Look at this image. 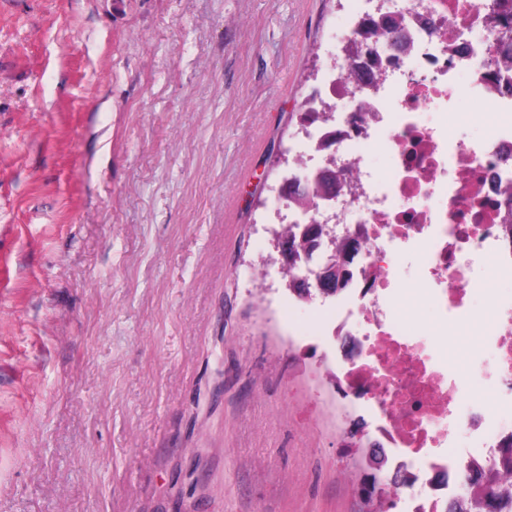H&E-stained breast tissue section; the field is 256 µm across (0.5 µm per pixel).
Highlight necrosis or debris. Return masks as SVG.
<instances>
[{
  "label": "necrosis or debris",
  "mask_w": 512,
  "mask_h": 512,
  "mask_svg": "<svg viewBox=\"0 0 512 512\" xmlns=\"http://www.w3.org/2000/svg\"><path fill=\"white\" fill-rule=\"evenodd\" d=\"M512 0H354L341 53L306 92L281 217L293 236L336 226L345 275L318 331L323 376L361 427L345 445L388 450L378 478L395 512H445L458 478L512 459V41L487 16ZM402 35L390 45L388 23ZM478 109L461 113L462 100ZM479 137L458 139V121ZM385 153V169L372 163ZM334 169V193L315 176ZM441 313L421 325L423 306ZM484 331L482 357L450 361L460 325ZM494 381L477 394L473 378Z\"/></svg>",
  "instance_id": "necrosis-or-debris-1"
}]
</instances>
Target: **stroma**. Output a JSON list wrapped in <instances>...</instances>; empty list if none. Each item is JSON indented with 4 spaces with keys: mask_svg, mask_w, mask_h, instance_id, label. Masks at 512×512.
<instances>
[{
    "mask_svg": "<svg viewBox=\"0 0 512 512\" xmlns=\"http://www.w3.org/2000/svg\"><path fill=\"white\" fill-rule=\"evenodd\" d=\"M340 0H0V512H365L254 278Z\"/></svg>",
    "mask_w": 512,
    "mask_h": 512,
    "instance_id": "35a3bbf8",
    "label": "stroma"
}]
</instances>
